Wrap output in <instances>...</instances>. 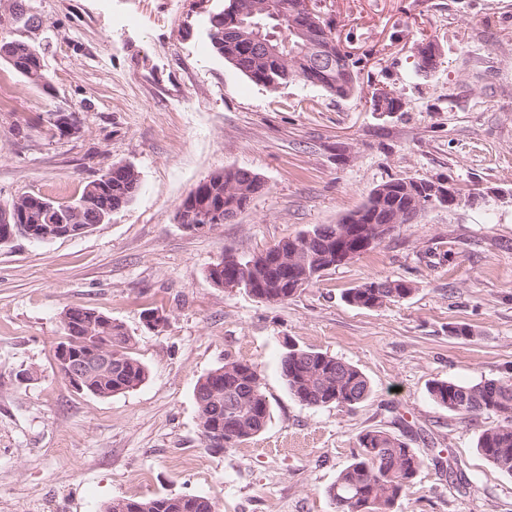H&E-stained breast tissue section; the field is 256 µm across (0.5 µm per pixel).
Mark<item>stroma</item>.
I'll list each match as a JSON object with an SVG mask.
<instances>
[{
    "mask_svg": "<svg viewBox=\"0 0 512 512\" xmlns=\"http://www.w3.org/2000/svg\"><path fill=\"white\" fill-rule=\"evenodd\" d=\"M41 17L47 84L0 62V203L59 202L127 164L140 191L78 237L0 247V512H104L116 498L208 497L216 512H336L328 496L382 429L423 460L394 512H512V477L476 450L494 415L448 412L434 380L512 373V0H312L350 51L359 90L338 98L254 83L224 61L193 0H27ZM436 39L429 74L414 48ZM400 108L375 111L374 89ZM74 115L59 136L51 127ZM226 168L264 189L209 234L184 230L182 199ZM447 181L470 205L437 206L284 304L214 287L208 268L336 224L379 184ZM413 293L361 309L371 280ZM87 307L122 324L148 369L108 398L77 394L55 347L61 314ZM162 309L152 331L142 314ZM471 329L470 337L450 327ZM349 362L372 392L355 409L309 408L287 389L289 347ZM228 360L258 364L270 420L232 448H205L197 380ZM35 369L34 379L15 375Z\"/></svg>",
    "mask_w": 512,
    "mask_h": 512,
    "instance_id": "stroma-1",
    "label": "stroma"
}]
</instances>
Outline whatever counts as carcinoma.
Instances as JSON below:
<instances>
[{"label":"carcinoma","instance_id":"1","mask_svg":"<svg viewBox=\"0 0 512 512\" xmlns=\"http://www.w3.org/2000/svg\"><path fill=\"white\" fill-rule=\"evenodd\" d=\"M265 0H227L224 9L209 18L212 30L210 42L215 51L240 73L257 84L276 89L295 80L306 81L304 64L306 53L299 44L290 19L305 14L306 0H270L274 20L269 15L256 13ZM317 23L309 29L308 41L325 46L336 63L335 75L325 80L320 88L338 98H347L357 91L354 61L340 45L328 22L315 16ZM12 47L17 53L14 70L35 84L43 81L44 53L41 47L27 45L18 33L0 38V50ZM416 68L438 69L441 65L437 42L416 44ZM373 106L384 104L386 111L399 108V99L385 89L372 92ZM108 180L102 177L88 182L76 199L67 203L51 201L34 195L28 210L30 223L46 224H102L112 212L128 205L140 189L139 175L128 165L115 164L108 169ZM235 182L246 186L252 195L264 189L257 174L243 168L224 170V182L215 188L216 196L229 203L228 185ZM434 182L417 177H404L385 182L371 191L368 199L352 214L361 215L359 228L345 224H324L310 230L315 236L316 250L332 256L326 261L330 267L342 264L341 256L348 252L363 254L367 249L362 239L381 224H393L396 217L407 210L419 214L439 203L431 200L426 187ZM284 272L270 263L254 260L248 271L251 293L261 301L284 304L299 289L309 286L321 274L306 272L294 265L291 278L305 279L300 288H289L282 281ZM414 291L404 280L369 281L351 288L344 294L353 306L374 309L387 302H398ZM97 314L90 308L71 309L69 321L62 323L63 335L70 338L84 333L83 324ZM112 348L124 359L123 371L112 376L92 380L84 392L111 397L124 393L142 383L147 368L129 351L131 337L123 326L112 324ZM282 376L288 390L309 408L328 405L352 409L366 400L371 386L366 375L356 366L326 353L310 349L290 348L282 356ZM194 393L199 418L218 420L224 424V447L232 448L260 433L256 423L268 422L270 404L265 393L258 365L234 360L224 363L198 379ZM431 399L439 406L461 415L493 414L501 418L494 427L482 431L478 437V452L500 472L512 476V376L461 384L451 380H434L428 387ZM359 453L337 476L329 496L337 512H393L405 495L423 464V460L408 443L382 430H369L358 438ZM106 512H215L213 502L204 496L188 499L178 496H156L149 499H114Z\"/></svg>","mask_w":512,"mask_h":512}]
</instances>
